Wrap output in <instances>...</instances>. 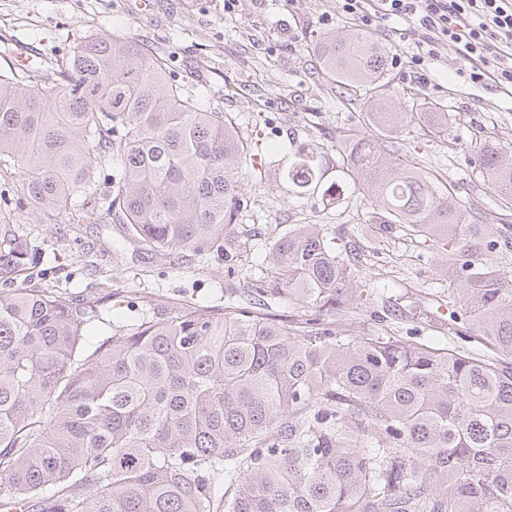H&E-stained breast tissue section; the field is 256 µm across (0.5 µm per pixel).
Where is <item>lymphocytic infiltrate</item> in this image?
<instances>
[{"mask_svg": "<svg viewBox=\"0 0 512 512\" xmlns=\"http://www.w3.org/2000/svg\"><path fill=\"white\" fill-rule=\"evenodd\" d=\"M339 15L367 32L406 22L400 38L412 41L409 63L421 74L427 60L449 49L475 85L512 95V0H336Z\"/></svg>", "mask_w": 512, "mask_h": 512, "instance_id": "1", "label": "lymphocytic infiltrate"}]
</instances>
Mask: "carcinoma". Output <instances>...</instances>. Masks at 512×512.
Returning <instances> with one entry per match:
<instances>
[{
	"instance_id": "1",
	"label": "carcinoma",
	"mask_w": 512,
	"mask_h": 512,
	"mask_svg": "<svg viewBox=\"0 0 512 512\" xmlns=\"http://www.w3.org/2000/svg\"><path fill=\"white\" fill-rule=\"evenodd\" d=\"M387 50L355 32L324 40L323 76L368 96L366 125L448 131L435 101L398 111L379 92ZM118 164L106 184L94 158ZM476 157L512 206V154ZM252 165L224 112L173 83L167 59L94 37L28 71H0V503L36 512H512V276L478 259L500 231L431 181L399 141L361 137L346 172L380 224L447 246L464 320L491 353L364 333L336 316L352 270L315 224L275 239L265 272L224 316L188 309L83 336L95 307L14 285L33 262L17 216L99 212L162 258L239 257V177ZM323 156L282 177L318 184ZM305 318L278 320L273 301Z\"/></svg>"
}]
</instances>
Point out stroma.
Instances as JSON below:
<instances>
[{
  "mask_svg": "<svg viewBox=\"0 0 512 512\" xmlns=\"http://www.w3.org/2000/svg\"><path fill=\"white\" fill-rule=\"evenodd\" d=\"M350 28L337 17L336 0H239L231 12L224 0H153L147 9L139 0H0V38H20L43 56L113 34L166 56L171 79L218 103L262 160L261 173L240 181L257 206L236 218L235 233L248 243L236 262L216 251L156 258L92 212L79 224H23L42 255L39 286L66 289L98 307L102 320L90 342L145 313L161 317L192 305L223 315L242 298L276 236L317 224L334 247L349 248L354 257L359 300L341 319L356 332L481 349L477 330L448 295L447 257L402 229L372 223L374 205L341 168L342 131L377 136L362 124L367 97L325 81L316 65L323 40ZM463 67L442 51L423 85L389 66L384 92L399 109L417 98L446 106L447 134L413 124L402 139L415 146L422 171L449 184L481 223L512 234V210L501 208L484 184L470 149L487 138L512 151V98L470 85L459 76ZM298 151L324 156L318 191L294 193L283 180L284 163Z\"/></svg>",
  "mask_w": 512,
  "mask_h": 512,
  "instance_id": "1",
  "label": "stroma"
}]
</instances>
